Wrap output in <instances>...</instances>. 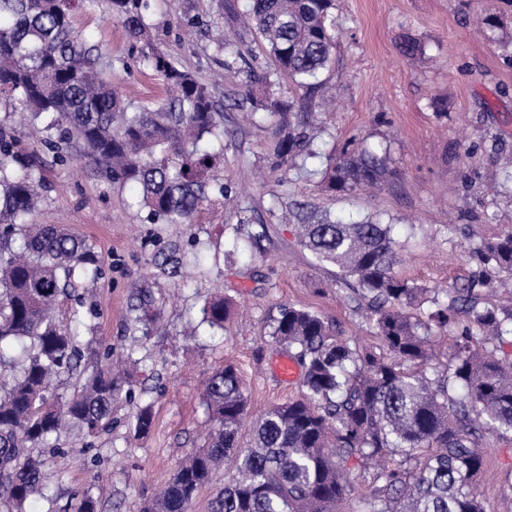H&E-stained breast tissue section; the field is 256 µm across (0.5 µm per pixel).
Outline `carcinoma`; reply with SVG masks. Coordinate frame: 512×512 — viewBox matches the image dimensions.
<instances>
[{"label": "carcinoma", "mask_w": 512, "mask_h": 512, "mask_svg": "<svg viewBox=\"0 0 512 512\" xmlns=\"http://www.w3.org/2000/svg\"><path fill=\"white\" fill-rule=\"evenodd\" d=\"M82 0H0V100L40 123L46 144H75L100 175L131 184L148 216L191 224L213 187L205 149L224 142V115L212 88L155 43L147 0H108L112 17L139 45L140 62L160 74L170 97L150 105L122 99L104 78L96 48L78 39L74 11ZM259 34L275 74L303 90L319 78L336 46V0H247L239 13L214 0ZM242 110L279 117L273 131L275 166L304 170L318 156L314 138L291 122L294 103L249 91ZM389 171L359 146L329 158L320 188L353 192L387 181ZM39 178L20 143L0 127V509L23 512L44 496L42 463L31 449L48 447L67 428L93 436L112 420L123 378L99 364L80 391L51 401L54 377L77 366L80 334L94 309L73 310L74 327L61 328L52 310L61 297L96 281L100 257L87 240L55 224H35ZM232 258L241 241L269 237L265 224L244 213L233 227ZM299 243L319 264L355 281L370 328L393 360L340 340L317 313L282 305L270 317V342L301 368L299 398L248 420L241 376L231 364L205 383L211 426L202 448L176 468L142 512H189L202 484L229 464L211 512H342L352 500L347 478L353 461H384L354 512H486L476 491L484 455L477 437L491 432L512 440V361L498 349L512 335V305L481 303L486 269L512 276V231L471 249L480 268L466 288H422L397 276L392 225L371 217L343 224L328 215L302 216ZM428 306L426 320L413 311ZM202 322L224 329L229 308L214 297ZM451 360L427 365L435 334L458 317ZM250 440L242 442L245 424ZM153 426L150 407L135 415V436Z\"/></svg>", "instance_id": "obj_1"}]
</instances>
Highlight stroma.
Wrapping results in <instances>:
<instances>
[{"instance_id": "stroma-1", "label": "stroma", "mask_w": 512, "mask_h": 512, "mask_svg": "<svg viewBox=\"0 0 512 512\" xmlns=\"http://www.w3.org/2000/svg\"><path fill=\"white\" fill-rule=\"evenodd\" d=\"M335 15L336 46L315 95L317 156L306 171H285L269 158L276 116L236 107L248 89L243 61L272 70L266 51L228 26L212 0H149L156 42L211 83L230 133L217 160L230 191L212 192L192 225L150 223L136 188L102 178L76 149L53 153L40 127L13 126L45 183L34 222L65 226L101 259L99 279L80 291L96 310L82 331L81 368L100 363L110 344L134 347L138 360L132 395L114 403L108 430L83 447L64 435L62 451L34 449L48 495L29 500L25 512H75L85 494L97 512H140L201 446L209 424L203 382L224 364L244 379L251 413L297 398L299 380L279 378L282 355L265 339L280 305L314 311L339 338L383 353L350 286L298 244L296 203L344 221L372 215L392 224L399 274L425 288L466 284L475 270L469 247L512 228V59L496 40L512 31V0H338ZM486 15L498 30L483 23ZM74 25L98 45L108 81L125 98L164 99L162 79L142 66L107 0H85ZM408 39L419 46L415 55L402 49ZM235 40L246 60L225 51ZM359 140L385 151L387 182L351 194L319 190L329 155ZM244 210L269 225L270 238L262 252L244 245L225 261ZM142 288L158 322L136 319ZM218 291L230 316L213 332L200 309ZM145 405L154 425L138 438L134 416ZM479 446L486 465L476 490L495 512L512 484V441L486 435Z\"/></svg>"}]
</instances>
